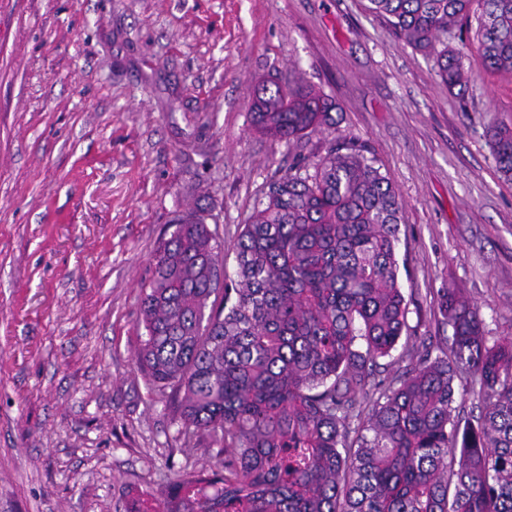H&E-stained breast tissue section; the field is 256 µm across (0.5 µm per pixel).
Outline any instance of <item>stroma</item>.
Instances as JSON below:
<instances>
[{
  "instance_id": "35a3bbf8",
  "label": "stroma",
  "mask_w": 512,
  "mask_h": 512,
  "mask_svg": "<svg viewBox=\"0 0 512 512\" xmlns=\"http://www.w3.org/2000/svg\"><path fill=\"white\" fill-rule=\"evenodd\" d=\"M465 53L460 98L368 0H0V512H129L211 475L223 440L140 369L155 250L203 214L234 278L263 185L335 137L403 203L409 330L380 371L448 347L447 288L512 338V181L483 137L512 126V73ZM274 83L332 98L335 131L256 132Z\"/></svg>"
}]
</instances>
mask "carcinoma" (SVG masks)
I'll list each match as a JSON object with an SVG mask.
<instances>
[{"label": "carcinoma", "instance_id": "carcinoma-1", "mask_svg": "<svg viewBox=\"0 0 512 512\" xmlns=\"http://www.w3.org/2000/svg\"><path fill=\"white\" fill-rule=\"evenodd\" d=\"M398 39L434 62L449 91L465 93V55L448 32H474L484 66L512 72V0H370ZM252 126L281 140L334 127L335 101L312 88L265 89ZM484 137L512 180V128ZM399 195L352 139L265 183L237 243L238 287L219 294L218 253L203 219H178L156 249L141 299L140 365L182 393L187 428L228 443L224 475L171 486L165 510L131 512H512V341L488 345L479 309L448 288L441 310L448 350L419 358L388 382L377 360L408 330L399 283ZM480 385L483 407L459 426L455 379ZM366 431L340 446L346 422Z\"/></svg>", "mask_w": 512, "mask_h": 512}]
</instances>
